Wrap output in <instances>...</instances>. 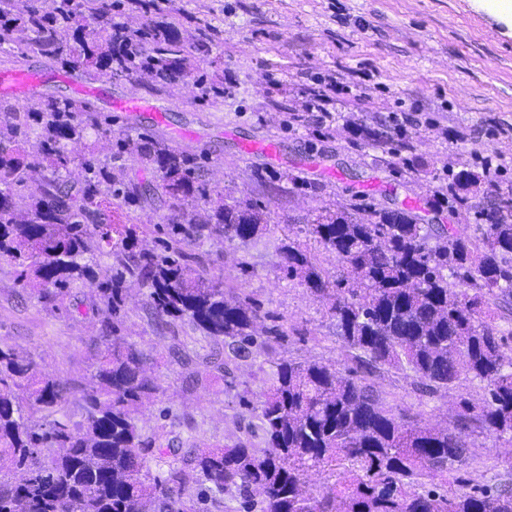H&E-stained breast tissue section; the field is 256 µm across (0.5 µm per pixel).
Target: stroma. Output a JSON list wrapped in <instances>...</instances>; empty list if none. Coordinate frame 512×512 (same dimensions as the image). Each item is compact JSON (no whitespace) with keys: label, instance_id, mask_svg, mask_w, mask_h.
I'll return each mask as SVG.
<instances>
[{"label":"stroma","instance_id":"stroma-1","mask_svg":"<svg viewBox=\"0 0 512 512\" xmlns=\"http://www.w3.org/2000/svg\"><path fill=\"white\" fill-rule=\"evenodd\" d=\"M511 0H171V12L211 22L223 35L206 70L224 77V98L206 106L182 97L172 102L166 123L151 118L122 126L129 137L150 130L191 128L182 148L212 157L208 177L224 188V200L248 196L265 208L267 229L247 243H203L215 278L237 287L283 316L288 335L268 349L249 350L230 376L197 383L187 354L200 351L191 325L176 332L157 329L142 291L128 295L126 333L153 359L151 372L164 392L145 403L144 431L166 424L182 453L243 435L238 393L261 399L277 358L337 361L344 347L325 304L306 285L276 271L277 248L288 224H307L317 215L342 210L364 186L377 203L392 207L419 200L427 223L450 218L472 222L467 210L455 216L431 207L446 167L470 169L483 157L512 159ZM354 73L339 94L330 120L306 112L316 79ZM292 112L304 114L289 123ZM398 125L409 140L401 171L374 148L367 133ZM278 141L281 161L240 152L244 141ZM271 181L254 179L257 170ZM337 172L328 179L326 170ZM306 182V190L293 180ZM101 323L92 316L53 314L18 288L12 265L0 262V340L33 357L47 372L81 381L88 374L90 337ZM394 411L425 422L452 425L460 399L478 401L483 385L463 381L435 396L421 395L412 377L382 371L371 380ZM512 443L475 429L469 439L464 485L505 478L501 464Z\"/></svg>","mask_w":512,"mask_h":512}]
</instances>
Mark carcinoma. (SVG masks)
<instances>
[{"instance_id":"carcinoma-1","label":"carcinoma","mask_w":512,"mask_h":512,"mask_svg":"<svg viewBox=\"0 0 512 512\" xmlns=\"http://www.w3.org/2000/svg\"><path fill=\"white\" fill-rule=\"evenodd\" d=\"M165 2L0 0V62L21 67L34 54L88 81L144 78L172 97L189 87L200 101L224 96V83L198 66L218 29L200 21L185 38ZM133 11L154 18L131 26L124 18ZM115 123L77 95L0 98V260L47 310L68 315L83 306L103 316L78 387L0 341V512H210L226 498L243 512H512L508 481L465 491L455 476L473 422L512 443V355L504 352L512 328L499 324L502 311L512 312V185L496 179L491 161L448 170L446 192L437 194L448 216L474 213L471 230L422 224L417 211L364 195L307 225L315 251L288 227L277 269L324 299L344 362L278 359L262 399L244 402L249 432L260 431L265 447L207 446L155 474L151 463L178 449L166 425L147 434L138 424L144 401L163 388L148 354L124 335L131 287L146 289L157 323L186 322L213 344L200 383L285 334L260 300L210 277L209 254L199 250L205 241L258 236L262 206L224 203V189L204 178L206 154L149 131L132 142L112 131ZM373 145L398 160L409 148L402 132L385 129ZM130 158L149 178L128 173ZM34 172L41 179L32 186ZM114 199L166 207L167 220L143 225L162 235L157 247H141L133 228L115 233ZM201 203L210 205L205 221ZM99 256L112 263L96 266ZM77 288L91 299L75 300ZM267 321L263 339L257 327ZM383 369L416 378L430 394L463 379L483 383L485 395L477 406L460 400L455 425L435 426L384 403L371 384ZM75 395L79 422L63 413ZM312 471L325 477L319 492L308 488Z\"/></svg>"}]
</instances>
